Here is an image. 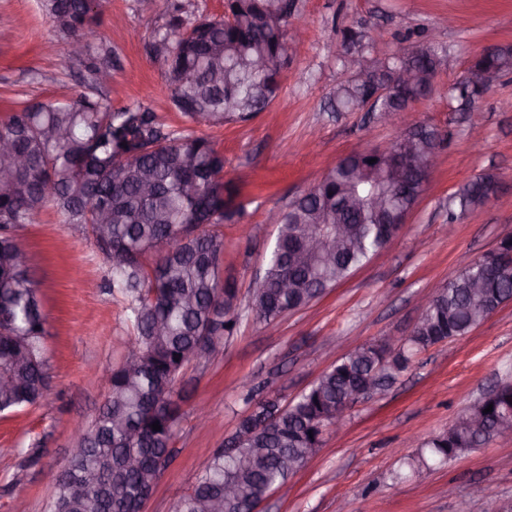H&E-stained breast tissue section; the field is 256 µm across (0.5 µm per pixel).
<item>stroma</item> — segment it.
I'll use <instances>...</instances> for the list:
<instances>
[{
    "label": "stroma",
    "instance_id": "stroma-1",
    "mask_svg": "<svg viewBox=\"0 0 512 512\" xmlns=\"http://www.w3.org/2000/svg\"><path fill=\"white\" fill-rule=\"evenodd\" d=\"M306 36L292 50L282 91L268 111L222 127L194 126L224 156V179L242 214L224 225V277L233 282L238 322L211 359L188 364L178 388L182 416L176 455L143 512H173L203 461L223 449L249 406L244 383L288 404L344 353L390 337H408L421 315L418 298L447 283L512 234V74L462 111L448 87L491 44L512 45V0H294ZM168 17L164 0H111L90 52L111 72L93 84L79 59L62 60L59 38L40 0H0V118L61 89L112 106L141 103L174 128L185 122L171 103L166 68L150 45ZM377 53L437 41L446 66L431 94L414 107L416 122L438 127L446 141L421 199L400 234L347 280L275 329L256 323L248 303L276 230L270 210L317 185L336 161L383 145L399 118L332 112L331 88L342 77L336 58L344 37ZM496 173L500 193L481 210L448 223V202L474 176ZM31 257L47 315L50 388L40 405L0 416V512L24 502L49 512L54 478L65 463L75 425L90 424L106 398L88 365L121 360L131 334L125 303L108 286L109 264L54 208L18 231ZM512 382V302L469 335L415 351L387 391L358 401L342 431L326 428L319 450L272 493L260 512H456L467 501L512 503V435L498 436L447 464L414 470L421 444L447 431L489 387ZM36 460H29V453Z\"/></svg>",
    "mask_w": 512,
    "mask_h": 512
}]
</instances>
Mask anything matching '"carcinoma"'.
<instances>
[{
    "mask_svg": "<svg viewBox=\"0 0 512 512\" xmlns=\"http://www.w3.org/2000/svg\"><path fill=\"white\" fill-rule=\"evenodd\" d=\"M46 17L65 45L97 35L99 13L90 0H41ZM234 17H204L185 27L182 0H166L164 32L152 51L167 66L171 100L189 123L222 126L266 111L281 91L278 70H259L254 59L288 56V26L295 12L289 0H228ZM365 55L371 66L347 73L329 93L333 111L352 112L370 92L374 79H391L394 56ZM439 43L410 50L403 63L420 69L423 82L394 87L389 103L377 108H412L433 90L444 65ZM475 65L503 77L512 73V46L480 54ZM484 89L457 82L450 93L471 103ZM428 142L440 147V131L427 124L408 128L403 146ZM0 415L37 404L49 388L44 354L46 317L40 290L14 231L34 222L51 205L64 223L88 230L111 262L109 288L126 301L133 336L127 358L110 371L108 394L91 423L77 427L79 449L55 478L50 512H135L174 452L180 406L176 383L184 367L213 353L233 333L237 317L234 288L224 282V155L205 137L168 125L150 108H114L80 94L23 106L0 120ZM356 152L336 162L316 192L304 194L279 212L280 220L262 278L252 291L253 320L268 326L299 311L345 281L383 250L389 227L412 211L424 192L411 172L402 191L385 174L384 160ZM498 177L481 173L451 197L448 223L496 198ZM350 229L340 245L321 247L299 258L290 242L303 229L336 225ZM289 285L280 287L283 278ZM512 300V234L497 254L472 262L448 281L423 310L407 344L426 349L467 335L482 322L476 312ZM402 348L385 351L366 345L345 356L283 407L274 395L245 399L253 415L240 421L233 442L204 461L174 512H201V500H219L221 512H252L273 488L288 482L289 462L304 463L322 443V428L336 404L361 383L381 375L390 383L405 370ZM506 389L491 402L462 410L481 420L475 431L451 425L427 442L439 462L477 448L512 427ZM493 411L484 412L488 405ZM159 423L161 430L152 429ZM129 457L139 467L127 469ZM237 495L224 500V489Z\"/></svg>",
    "mask_w": 512,
    "mask_h": 512,
    "instance_id": "obj_1",
    "label": "carcinoma"
}]
</instances>
